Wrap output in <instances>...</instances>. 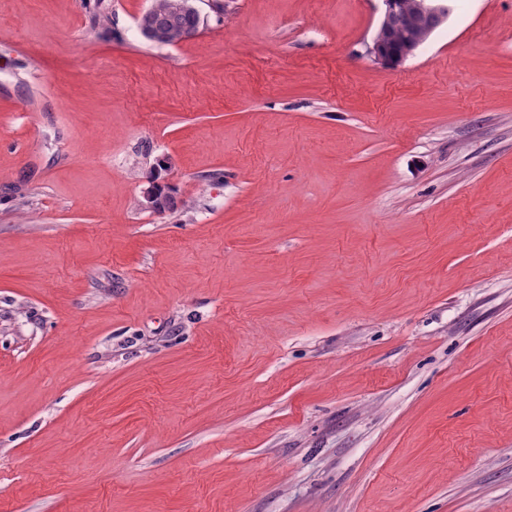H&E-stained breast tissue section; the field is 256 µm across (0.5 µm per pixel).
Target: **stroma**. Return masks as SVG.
Masks as SVG:
<instances>
[{"instance_id":"35a3bbf8","label":"stroma","mask_w":512,"mask_h":512,"mask_svg":"<svg viewBox=\"0 0 512 512\" xmlns=\"http://www.w3.org/2000/svg\"><path fill=\"white\" fill-rule=\"evenodd\" d=\"M221 2L0 0V512H512V0ZM401 1L383 0L384 16L367 50L377 63L389 67H397L413 56L452 12L450 0H413L411 13L402 11ZM400 16L404 17L406 28L402 45L398 46L394 43V32ZM137 25L142 36L150 42L164 44L167 40V27L156 19L151 10H147L137 19Z\"/></svg>"}]
</instances>
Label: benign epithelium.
<instances>
[{
    "mask_svg": "<svg viewBox=\"0 0 512 512\" xmlns=\"http://www.w3.org/2000/svg\"><path fill=\"white\" fill-rule=\"evenodd\" d=\"M384 16L368 47V54L375 61L389 67L401 65L427 42L430 34L443 24L452 6L449 0H412V11L405 13L401 0H383ZM404 17L406 28L403 29L402 45L394 43V32L398 17ZM142 36L150 42L163 44L167 40V27L156 19L151 11H146L137 19Z\"/></svg>",
    "mask_w": 512,
    "mask_h": 512,
    "instance_id": "obj_1",
    "label": "benign epithelium"
}]
</instances>
